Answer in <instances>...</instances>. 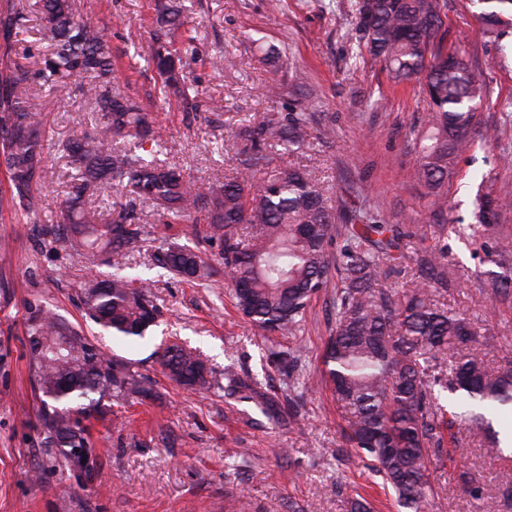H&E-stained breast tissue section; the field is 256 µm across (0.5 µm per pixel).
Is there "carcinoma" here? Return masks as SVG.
<instances>
[{
	"label": "carcinoma",
	"mask_w": 512,
	"mask_h": 512,
	"mask_svg": "<svg viewBox=\"0 0 512 512\" xmlns=\"http://www.w3.org/2000/svg\"><path fill=\"white\" fill-rule=\"evenodd\" d=\"M478 19L490 33L512 26V0H475ZM43 39L50 52L30 67L14 58L27 20L23 0H0V167L9 181L10 200L26 222L39 223L44 179L43 132L23 91L37 83L57 95L77 91L95 104L90 130L60 145L70 169L69 191L47 225L53 242L97 258L125 256L141 242V230L129 211L104 213L91 205L99 190L116 183L130 201L149 203L158 220L181 223L201 217L206 240L220 247L224 275L238 311L250 323L275 336H295L316 296L330 298L331 331L323 370L316 385L331 391L347 423L345 444L368 458L395 492L401 507L425 512L438 470L432 457L444 432L466 424L492 433L487 452L512 458V434L494 430L495 409L512 404V360L491 369L473 346L480 332L464 314H450L436 297L448 293V244L423 247L409 290L393 299L383 288L387 273L402 264L415 224H386L362 206L341 210L329 189L299 167H283L280 152L307 146L319 123L313 112H269L241 128L236 137L238 175L217 176L199 191L183 167L152 154L145 143L162 145V130L139 98L112 86V46L104 29L76 13L74 0H34ZM359 41L397 83L427 87L424 130L415 133L418 165L413 177L434 196L437 214L447 216L443 192L452 174L453 156L485 137L474 102L486 86L460 52L445 54V0H355ZM184 5L156 0L148 56L160 76L161 96H173L188 112L199 110L203 92L186 83L176 62L194 54V38L185 36ZM136 140L116 149L118 139ZM479 226H491L512 201L488 191L477 195ZM488 260L512 269V240L498 237ZM161 268L189 281L211 280L216 270L197 249L172 245ZM496 301L512 302V276L497 277ZM84 314L129 340L143 339L157 325L159 307L150 286L132 281L120 267L104 279L79 288ZM27 348L35 390L41 394L39 420L45 443L58 449L69 469L84 479L97 478L96 452L87 429L72 423V413L87 419L104 414V398L149 396L150 381L134 365L110 357L41 302L28 303ZM66 336L65 346L58 337ZM159 358L170 379L197 389L211 384V368L185 346L166 347ZM269 362L293 383L306 377L298 350L272 345ZM224 398L247 402L266 423H294L296 406H285L256 377L224 369ZM469 496L478 501L480 482L460 474Z\"/></svg>",
	"instance_id": "1"
}]
</instances>
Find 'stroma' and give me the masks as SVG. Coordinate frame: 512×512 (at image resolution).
I'll list each match as a JSON object with an SVG mask.
<instances>
[{
  "instance_id": "obj_1",
  "label": "stroma",
  "mask_w": 512,
  "mask_h": 512,
  "mask_svg": "<svg viewBox=\"0 0 512 512\" xmlns=\"http://www.w3.org/2000/svg\"><path fill=\"white\" fill-rule=\"evenodd\" d=\"M79 10L108 28L116 81L143 97L166 137L169 160L187 168L198 187L215 171L234 172L232 133L267 112H285L294 103L326 115L335 136L314 142L282 162L300 163L329 187L338 204L366 200L394 224L419 225L432 237L439 217L431 197L410 175L417 159L410 127L422 125L430 106L418 83L393 85L381 64L359 52L355 17L342 0H194L188 22L196 58L186 69L209 100V111L189 112L178 101L153 95L157 75L144 55L150 37L153 0H75ZM445 51L460 50L486 84L476 116L487 137L475 141L453 166L448 183V217L474 221L475 179L485 176L497 194L512 196V32L487 33L470 0H446ZM277 47L288 58V93L272 96L264 54ZM220 68H212L213 57ZM34 114L45 132L47 175L39 189L42 221L25 223L10 201H0V512H224L227 495L238 512H349L362 496L375 512H405L355 449L345 447L346 423L327 391L315 383L300 387V415L288 429L251 425L255 412L226 401L222 391L190 390L163 372L156 349L163 343L197 347L223 381L224 367L257 376L287 394L278 372L268 366L262 331L235 310L223 276L199 286L158 268L154 256L174 244L200 246L217 257V246L203 242L202 224H163L142 201H128L121 188L110 191L116 207H128L144 238L141 251L120 257L126 274L146 279L161 311L159 324L139 342L129 343L84 320L80 286L108 266L54 243L44 232L65 197L68 177L57 145L86 129L89 106L78 92L36 97ZM455 288L441 302L449 313L465 312L486 344L479 353L490 365L512 357V309L484 316L494 294L484 273L490 265L478 242L448 236ZM39 300L73 323L108 355L135 362L149 377L152 397L139 402L112 399L90 432L99 475L84 484L70 472L56 449L45 447L38 413L40 400L30 381L25 319L29 302ZM329 299L318 296L297 343L308 373L319 374L329 335ZM285 449L282 457L274 449ZM481 479L483 497L473 501L459 484L462 471ZM439 481L429 512H512L502 490L512 483V461L488 457L478 437L459 430L440 456Z\"/></svg>"
}]
</instances>
